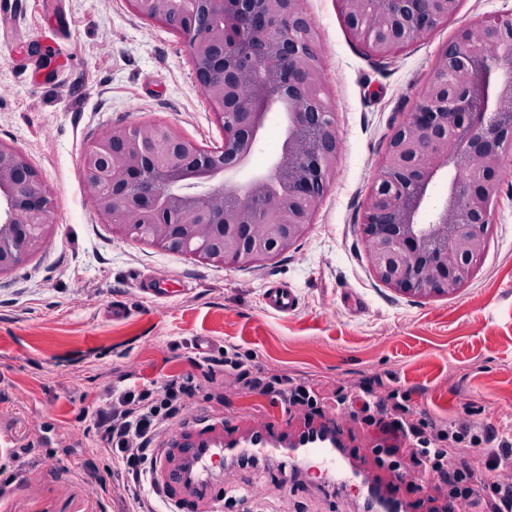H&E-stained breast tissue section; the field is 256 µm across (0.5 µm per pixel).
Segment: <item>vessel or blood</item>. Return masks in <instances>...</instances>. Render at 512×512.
<instances>
[{"instance_id":"vessel-or-blood-1","label":"vessel or blood","mask_w":512,"mask_h":512,"mask_svg":"<svg viewBox=\"0 0 512 512\" xmlns=\"http://www.w3.org/2000/svg\"><path fill=\"white\" fill-rule=\"evenodd\" d=\"M264 301L277 314L290 313L296 306L293 289L280 283L266 289ZM267 447L286 450L299 465H321L329 479L360 480L369 512H401L403 508L397 482L365 476L336 424H308L289 433L264 428L237 433L200 416L193 425L173 432L153 471L154 482L174 512H223L225 456Z\"/></svg>"}]
</instances>
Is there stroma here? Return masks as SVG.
Returning <instances> with one entry per match:
<instances>
[{
    "mask_svg": "<svg viewBox=\"0 0 512 512\" xmlns=\"http://www.w3.org/2000/svg\"><path fill=\"white\" fill-rule=\"evenodd\" d=\"M319 34L336 112L335 176L306 236L253 268L217 266L127 238L92 204L82 156L116 126L166 124L202 147L223 133L177 30L128 0H0V143L30 159L56 206L45 248L0 276V469L12 473L0 512H129L131 492L92 427L110 390L161 392L193 378L184 418L292 427L336 421L370 470L409 476L415 512H449L438 478L421 475L393 424H371L337 393L406 394L415 422L472 419L512 431V153L502 171L488 249L470 284L449 297L400 295L371 269L360 218L394 127L406 119L457 32L512 14V0H462L458 13L389 58L354 41L339 0H305ZM176 288L159 299L145 282ZM288 283L298 306L269 312L263 295ZM124 314L113 318V307ZM232 344L267 382L289 378L317 404L290 405L202 363ZM288 454L224 466V512H361V494L294 477ZM110 489L102 491L101 477Z\"/></svg>",
    "mask_w": 512,
    "mask_h": 512,
    "instance_id": "obj_1",
    "label": "stroma"
}]
</instances>
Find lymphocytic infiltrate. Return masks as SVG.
<instances>
[{"label": "lymphocytic infiltrate", "mask_w": 512, "mask_h": 512, "mask_svg": "<svg viewBox=\"0 0 512 512\" xmlns=\"http://www.w3.org/2000/svg\"><path fill=\"white\" fill-rule=\"evenodd\" d=\"M205 361L236 374L247 388L269 387L264 377L253 374L249 355L238 346H225L218 354L207 355ZM195 392V385L187 379L171 381L159 394L130 387L111 394L108 408L97 413L94 426L107 438L105 453L123 470L133 489L132 512H156L151 472L160 453V441L170 433ZM359 400L362 411L374 417L385 416L390 410L399 412V426L411 441L418 464L424 472L446 479L450 497L459 500L465 512H512V487L496 479L497 471L512 469L511 437L501 436L500 448L493 452L488 470L478 474L469 466L467 456L485 436L480 423H470L463 432L455 424L442 421L419 427L409 420V410L398 393H391L389 401L383 402L367 391Z\"/></svg>", "instance_id": "obj_1"}]
</instances>
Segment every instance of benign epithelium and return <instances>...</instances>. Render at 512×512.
Returning <instances> with one entry per match:
<instances>
[{
  "label": "benign epithelium",
  "instance_id": "obj_1",
  "mask_svg": "<svg viewBox=\"0 0 512 512\" xmlns=\"http://www.w3.org/2000/svg\"><path fill=\"white\" fill-rule=\"evenodd\" d=\"M351 35L390 56L456 15L460 0H340ZM186 39L224 139L205 149L160 123L112 128L82 158L94 209L159 249L250 267L306 235L335 174V112L303 0H130ZM464 75L454 82L448 75ZM284 117L270 170L240 184L272 110ZM512 148V18L460 30L439 53L412 112L389 137L363 207L376 277L400 295L451 296L484 255ZM448 194L428 207L440 175ZM52 199L26 154L0 144V276L41 251Z\"/></svg>",
  "mask_w": 512,
  "mask_h": 512
}]
</instances>
